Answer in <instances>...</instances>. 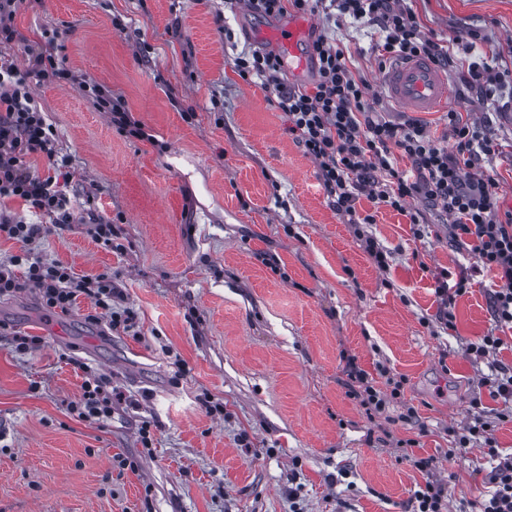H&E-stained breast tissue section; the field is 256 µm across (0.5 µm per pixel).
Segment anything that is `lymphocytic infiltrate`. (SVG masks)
Segmentation results:
<instances>
[{
  "instance_id": "f902f5d3",
  "label": "lymphocytic infiltrate",
  "mask_w": 512,
  "mask_h": 512,
  "mask_svg": "<svg viewBox=\"0 0 512 512\" xmlns=\"http://www.w3.org/2000/svg\"><path fill=\"white\" fill-rule=\"evenodd\" d=\"M22 3L0 0V200H21L65 230L76 222L62 184L71 158L59 151L55 131L35 100L30 82L35 78L66 80L70 74L60 68L51 42L29 57L26 68L8 58L16 39L12 19ZM313 4L320 5L325 15L361 21L378 30L375 49L381 56H421L441 68L453 62L449 46L425 36L402 0H249L252 11L260 16L302 13ZM310 51L316 61V81L309 91L284 82L273 52H243L234 57L233 65L240 76L259 79L273 93L276 108L288 116L289 133L316 163L329 205L353 224L357 240L378 269L389 268L391 255L367 233L366 226L374 217L359 213L360 199H368L374 208L407 216L418 237L427 224L426 210L442 208L450 221L449 239L467 247L496 279L488 293L496 331L467 348L475 358H489L503 344L499 330H512V213L500 218L496 179L475 171L482 157L494 151L485 125L466 122L461 113L449 112L448 131L455 146H441L420 122L398 123L383 116L367 81L354 75L343 49L327 33L316 35ZM398 153L410 161L411 171L398 169L394 161ZM35 156L46 160L49 176L31 173L29 160ZM45 231L44 225L0 212V237L21 246L18 254L0 261V296L32 287L46 310L64 314L83 296L90 299L97 319L107 321L110 331H132L137 316L130 308L115 307L120 293L111 274L80 276L61 262L35 254ZM488 369L482 382L501 406L489 413L474 411L464 431L455 433L454 443L459 449L482 445L490 462L489 496L471 502V512H512V453H502L493 436L495 427L512 422V366L490 360ZM377 370L385 380L381 388L363 369L349 364L348 394L382 414L400 397L404 381L385 365H378ZM119 397L111 377L100 374L85 381L74 409L80 417L100 420L110 416L112 402ZM404 457L426 476L413 494L415 512H448L446 488L431 476L433 457L411 451Z\"/></svg>"
}]
</instances>
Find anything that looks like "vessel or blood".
Instances as JSON below:
<instances>
[{"label":"vessel or blood","instance_id":"vessel-or-blood-1","mask_svg":"<svg viewBox=\"0 0 512 512\" xmlns=\"http://www.w3.org/2000/svg\"><path fill=\"white\" fill-rule=\"evenodd\" d=\"M314 23L306 17L273 20L250 28L249 34L272 48L290 79L313 71L309 53ZM383 92L397 107L410 112H435L450 97L448 83L435 65L422 58H399L383 70Z\"/></svg>","mask_w":512,"mask_h":512}]
</instances>
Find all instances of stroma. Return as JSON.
<instances>
[{
    "mask_svg": "<svg viewBox=\"0 0 512 512\" xmlns=\"http://www.w3.org/2000/svg\"><path fill=\"white\" fill-rule=\"evenodd\" d=\"M403 5L425 35L455 40L451 89L464 61L496 75L494 98L454 109L487 122L499 151L481 166L512 211V0ZM310 17L399 118L381 96L373 30ZM258 21L224 0H26L17 11L18 64L57 32L63 67L122 98L146 136L113 127L78 85L31 84L72 158L73 210L111 218L119 245L105 250L78 225L51 230L38 253L80 275L111 273L139 333L90 322L85 298L61 314L29 288L0 296V512H412L425 477L404 459L406 440L434 457L451 512L484 493L486 459L475 447L449 456L448 429L479 393L465 350L494 328L490 277L434 212L421 240L408 217L376 213L367 230L393 261L384 272L371 263L286 116L232 68L254 49L246 27ZM462 270L471 288L455 329L433 335L436 281ZM16 334L42 343L15 352ZM351 361L405 376L386 415L349 396ZM94 373L123 395L100 421L70 410ZM205 395L223 417L206 413ZM408 406L419 425L396 423Z\"/></svg>",
    "mask_w": 512,
    "mask_h": 512,
    "instance_id": "obj_1",
    "label": "stroma"
}]
</instances>
